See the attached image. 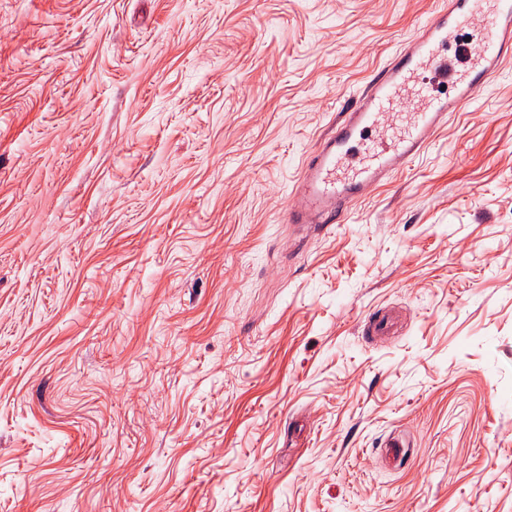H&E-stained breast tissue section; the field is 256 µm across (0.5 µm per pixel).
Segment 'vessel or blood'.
Returning <instances> with one entry per match:
<instances>
[{
    "label": "vessel or blood",
    "mask_w": 512,
    "mask_h": 512,
    "mask_svg": "<svg viewBox=\"0 0 512 512\" xmlns=\"http://www.w3.org/2000/svg\"><path fill=\"white\" fill-rule=\"evenodd\" d=\"M512 56V0H435L415 35L324 133L290 190L291 224H335L367 187L389 182L424 151ZM447 92H440V85ZM411 110L390 142L381 129L400 100Z\"/></svg>",
    "instance_id": "1"
}]
</instances>
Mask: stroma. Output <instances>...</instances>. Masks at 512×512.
<instances>
[{
    "mask_svg": "<svg viewBox=\"0 0 512 512\" xmlns=\"http://www.w3.org/2000/svg\"><path fill=\"white\" fill-rule=\"evenodd\" d=\"M430 7L0 0V512H512V64L286 220Z\"/></svg>",
    "mask_w": 512,
    "mask_h": 512,
    "instance_id": "1",
    "label": "stroma"
}]
</instances>
